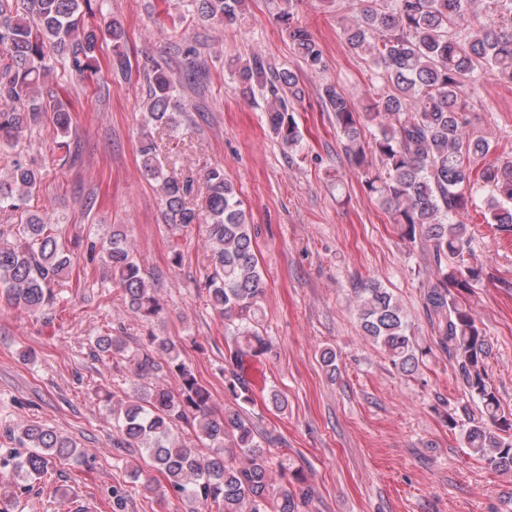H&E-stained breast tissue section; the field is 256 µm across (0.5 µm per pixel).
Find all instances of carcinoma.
I'll list each match as a JSON object with an SVG mask.
<instances>
[{
	"label": "carcinoma",
	"mask_w": 512,
	"mask_h": 512,
	"mask_svg": "<svg viewBox=\"0 0 512 512\" xmlns=\"http://www.w3.org/2000/svg\"><path fill=\"white\" fill-rule=\"evenodd\" d=\"M0 0V151L13 149L42 113L55 114L56 133L67 134L71 117L61 103L45 98L52 74L50 54L65 58L79 75L97 67L101 32L112 41V67L128 60L122 24L101 31L86 24L91 0ZM201 19L232 27L241 22L245 0H186ZM277 22L306 69L327 68L312 34L295 24L292 0H283ZM342 35L371 68L367 105L355 110L337 84L321 86L320 98L335 114L342 152L365 174L364 186L396 224L400 238L430 253L433 280L423 288V310L437 345L453 362L467 402L448 415L460 428L471 456L501 474L512 473V416L501 410L490 381L491 345L468 297L487 278L473 237L457 216L468 211L473 193H484V223L512 232V158L480 164L491 152L483 137L466 132L468 98L493 72L512 84V0H358L342 23ZM243 93L261 88L267 122L285 150L302 148L295 103L302 98L296 73L255 53L235 64ZM147 126L139 146L141 169L158 186L162 217L170 232L172 265L183 261L181 239L202 229L209 247L204 281L206 304L224 319L233 346L224 355L229 402L215 406L210 389L168 336L149 337V347L132 351L110 333L90 338L101 358L127 366L129 391L107 398L112 441L133 453L126 462L138 480L147 465L165 485L142 482L160 498L195 502L202 512H305L307 493L288 475V449L261 429L248 409L253 403L241 373L243 356L263 351L259 268L244 202L224 167L203 175L202 202H194L196 181L165 170L157 140L178 131L186 106L174 79L155 62L144 103ZM374 126L372 141L364 128ZM40 170L21 155L0 179V208L21 212L22 224H0V298L29 313L52 306L55 289L68 288L76 259L64 248L58 225L27 209L40 183ZM112 275L127 308L146 320L164 313L136 261L121 224L91 243ZM361 328L402 373L414 374L428 349L393 294L379 282L357 296ZM175 387H170V383ZM18 447L0 455V512H14L17 493L45 477L56 460L79 454L77 443L38 421L17 427Z\"/></svg>",
	"instance_id": "1"
}]
</instances>
